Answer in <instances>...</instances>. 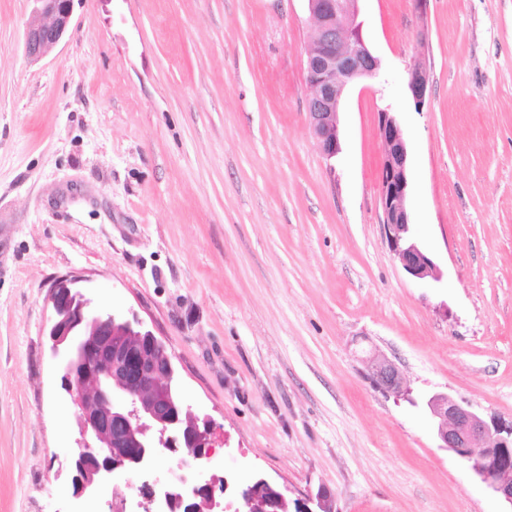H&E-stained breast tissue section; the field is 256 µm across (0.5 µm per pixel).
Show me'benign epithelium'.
<instances>
[{"label":"benign epithelium","mask_w":512,"mask_h":512,"mask_svg":"<svg viewBox=\"0 0 512 512\" xmlns=\"http://www.w3.org/2000/svg\"><path fill=\"white\" fill-rule=\"evenodd\" d=\"M23 51L31 61L50 54L70 33L74 0H28ZM313 21L304 61L310 129L327 158L340 149L338 113L346 88L379 76L381 61L365 44L357 23L358 0H307ZM407 85L417 109L424 108L429 85L426 67L408 70ZM384 146L379 174L383 230L395 260L415 280L438 282L441 273L416 242L406 199L408 152L395 115L378 112ZM78 278L62 276L50 287L54 315L49 352L61 370V388L78 409L80 441L70 454L73 496H91L122 474L148 471L164 453L179 455L184 474L141 488L144 512H224V478L200 480L210 458L212 421L185 409L175 385V369L164 344L149 330L90 305ZM373 385L395 399L415 401L396 365L382 354L363 358ZM439 447L460 457L505 505L512 507V420H486L469 403L444 392L422 398ZM280 486L261 475L241 487L233 512H278ZM298 512H335L331 494L318 490Z\"/></svg>","instance_id":"benign-epithelium-1"}]
</instances>
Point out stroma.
<instances>
[{"label":"stroma","mask_w":512,"mask_h":512,"mask_svg":"<svg viewBox=\"0 0 512 512\" xmlns=\"http://www.w3.org/2000/svg\"><path fill=\"white\" fill-rule=\"evenodd\" d=\"M358 9L381 76L346 91L329 160L307 122L306 0H75L37 62L26 0H0V512L81 505L45 338L61 276L166 345L215 424L211 474L261 472L293 506L323 488L335 512H503L360 356L512 419V0ZM383 109L430 286L384 237ZM407 85L412 94L417 109H423L429 85V75L426 67L418 63L408 70Z\"/></svg>","instance_id":"35a3bbf8"}]
</instances>
